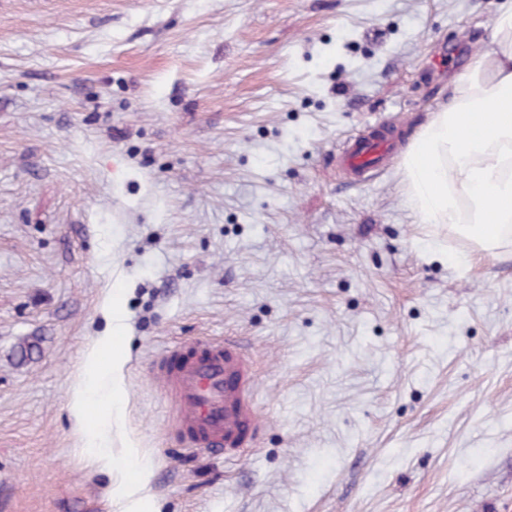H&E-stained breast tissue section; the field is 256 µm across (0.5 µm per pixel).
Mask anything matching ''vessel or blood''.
I'll list each match as a JSON object with an SVG mask.
<instances>
[{
    "instance_id": "obj_1",
    "label": "vessel or blood",
    "mask_w": 512,
    "mask_h": 512,
    "mask_svg": "<svg viewBox=\"0 0 512 512\" xmlns=\"http://www.w3.org/2000/svg\"><path fill=\"white\" fill-rule=\"evenodd\" d=\"M386 142V137L373 136L353 143L346 153L348 167L361 175L372 174L385 157ZM155 375L177 399L185 447L231 445L252 426L241 386L243 362L223 342L201 340L189 353L166 351L156 362Z\"/></svg>"
}]
</instances>
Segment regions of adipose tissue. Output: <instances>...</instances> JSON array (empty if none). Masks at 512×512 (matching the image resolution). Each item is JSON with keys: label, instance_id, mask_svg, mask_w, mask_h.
Here are the masks:
<instances>
[{"label": "adipose tissue", "instance_id": "1", "mask_svg": "<svg viewBox=\"0 0 512 512\" xmlns=\"http://www.w3.org/2000/svg\"><path fill=\"white\" fill-rule=\"evenodd\" d=\"M403 182L421 223L448 227L486 254L512 236V0L492 21L490 50L454 80L447 105L411 140ZM109 316L112 333L89 354L72 404L92 461L104 468L110 460L100 449L102 428L119 405L125 356L120 303ZM129 465L134 476L115 495L119 512H156L144 494L148 473L137 449H130Z\"/></svg>", "mask_w": 512, "mask_h": 512}]
</instances>
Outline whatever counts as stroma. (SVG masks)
I'll return each mask as SVG.
<instances>
[{
  "instance_id": "1",
  "label": "stroma",
  "mask_w": 512,
  "mask_h": 512,
  "mask_svg": "<svg viewBox=\"0 0 512 512\" xmlns=\"http://www.w3.org/2000/svg\"><path fill=\"white\" fill-rule=\"evenodd\" d=\"M503 2L0 0V512H111L130 442L160 512H512V238L430 231L402 182ZM116 296L101 470L72 398ZM203 338L247 360L231 453L152 372ZM386 142V134L382 137H365L362 142H354L346 152L347 166L361 175L372 174L386 156L383 151Z\"/></svg>"
}]
</instances>
